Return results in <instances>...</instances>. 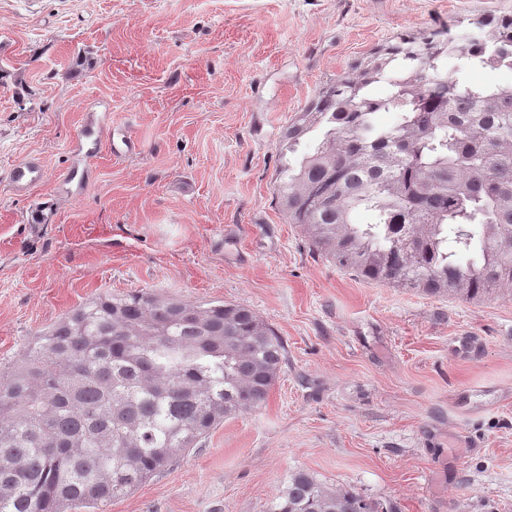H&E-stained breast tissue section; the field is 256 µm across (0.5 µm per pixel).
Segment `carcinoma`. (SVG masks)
Listing matches in <instances>:
<instances>
[{
  "instance_id": "carcinoma-1",
  "label": "carcinoma",
  "mask_w": 512,
  "mask_h": 512,
  "mask_svg": "<svg viewBox=\"0 0 512 512\" xmlns=\"http://www.w3.org/2000/svg\"><path fill=\"white\" fill-rule=\"evenodd\" d=\"M492 63L512 71V16L476 21L464 40L401 37L321 86L282 137L288 223L366 282L473 301L511 289L512 82L464 76ZM386 110L398 118L382 127ZM285 360L282 338L242 305L141 290L76 307L0 378V512L127 494L262 407ZM268 512L393 509L298 470Z\"/></svg>"
}]
</instances>
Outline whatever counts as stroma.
I'll list each match as a JSON object with an SVG mask.
<instances>
[{"instance_id":"stroma-1","label":"stroma","mask_w":512,"mask_h":512,"mask_svg":"<svg viewBox=\"0 0 512 512\" xmlns=\"http://www.w3.org/2000/svg\"><path fill=\"white\" fill-rule=\"evenodd\" d=\"M506 14L512 0H0V375L75 307L139 290L247 306L287 350L261 408L79 512H266L299 469L394 512H512V291L363 281L275 197L282 134L319 86L398 37ZM25 162L40 181H13Z\"/></svg>"}]
</instances>
